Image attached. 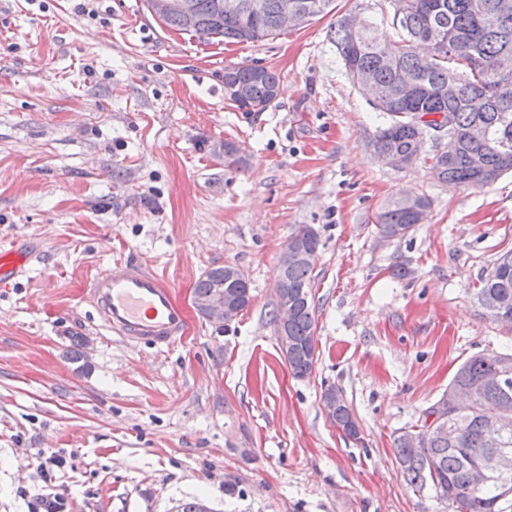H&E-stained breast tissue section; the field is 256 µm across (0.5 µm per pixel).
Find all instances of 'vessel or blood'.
Returning <instances> with one entry per match:
<instances>
[{"label": "vessel or blood", "mask_w": 512, "mask_h": 512, "mask_svg": "<svg viewBox=\"0 0 512 512\" xmlns=\"http://www.w3.org/2000/svg\"><path fill=\"white\" fill-rule=\"evenodd\" d=\"M27 262L26 252L0 247V288L9 286ZM90 297L108 330L159 350L187 327L172 287L137 262L120 261L97 275Z\"/></svg>", "instance_id": "1"}]
</instances>
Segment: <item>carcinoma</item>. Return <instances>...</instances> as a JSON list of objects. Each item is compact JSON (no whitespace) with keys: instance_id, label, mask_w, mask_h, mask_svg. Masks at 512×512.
Wrapping results in <instances>:
<instances>
[{"instance_id":"carcinoma-1","label":"carcinoma","mask_w":512,"mask_h":512,"mask_svg":"<svg viewBox=\"0 0 512 512\" xmlns=\"http://www.w3.org/2000/svg\"><path fill=\"white\" fill-rule=\"evenodd\" d=\"M198 22L190 33L200 39L237 43H257L279 35L281 0H265L266 9L252 16L232 4L244 0H224L220 20H214L215 0H196ZM336 0H288L310 18L335 10ZM500 0H403L400 21L388 18L394 38L381 39L373 15L352 28L347 16L336 18L330 39L348 76L368 72L375 85L378 105L374 110L386 116L387 124L370 144L381 152L401 154L417 160L422 148L414 119L418 115L445 113L464 129L481 124L486 137L481 141L459 139L453 144H431V173L442 183L452 182L483 188L472 166L478 157L484 166L503 175L512 171V76L496 75L499 61L512 58V13L503 16ZM460 80L458 95L448 98V78ZM279 76L273 70L253 65L224 68V97L245 112H260L278 95ZM415 220L403 198L387 203L376 215L379 232L400 240L414 228ZM319 243L307 245L309 257H301L281 269L280 279L288 282V292L298 296L297 311L288 322L289 359L296 378L308 376L314 362L307 343L316 322L311 301L312 273ZM224 286V275L215 268L198 280L193 294L200 300ZM512 295V249L501 253L490 269L480 276L474 289L475 303L482 309L493 305L503 293ZM512 361V353L476 354L457 370L451 385H481L479 404L448 416L447 425L458 421L466 431L454 439L448 431L421 439L418 448H408L403 435L393 438L399 468L406 481L418 490L430 488L437 497L455 507L454 512H512V478L508 485L493 483L476 489L470 482V468L493 447L482 428L485 413L507 410L512 413V389L493 386L500 364ZM336 395V423L359 439L360 429L342 388L330 385L323 396Z\"/></svg>"}]
</instances>
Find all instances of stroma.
I'll use <instances>...</instances> for the list:
<instances>
[{
	"instance_id": "1",
	"label": "stroma",
	"mask_w": 512,
	"mask_h": 512,
	"mask_svg": "<svg viewBox=\"0 0 512 512\" xmlns=\"http://www.w3.org/2000/svg\"><path fill=\"white\" fill-rule=\"evenodd\" d=\"M333 14L258 43L168 28L144 0H0V247L31 257L0 289V512L39 489L67 512H453L396 462L416 425L477 353L512 352V326L472 299L512 248V174L475 189L428 164L378 165L384 121L330 40ZM281 77L261 112L224 97V69ZM238 145L244 166L221 147ZM409 193L424 223L380 242L375 217ZM313 227L318 357L293 377L271 311L288 239ZM136 260L171 285L188 329L157 350L104 327L91 280ZM410 273L394 275L397 264ZM232 265L251 303L219 328L192 303ZM341 387L360 437L324 409ZM62 455L43 476L31 451Z\"/></svg>"
}]
</instances>
